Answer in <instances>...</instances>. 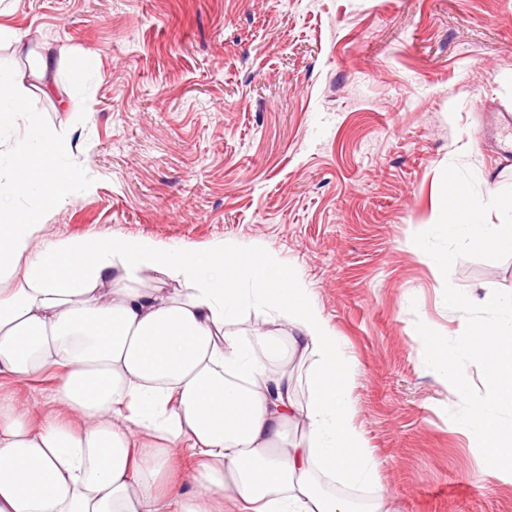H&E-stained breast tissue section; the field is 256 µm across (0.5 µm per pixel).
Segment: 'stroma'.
I'll use <instances>...</instances> for the list:
<instances>
[{
    "label": "stroma",
    "mask_w": 512,
    "mask_h": 512,
    "mask_svg": "<svg viewBox=\"0 0 512 512\" xmlns=\"http://www.w3.org/2000/svg\"><path fill=\"white\" fill-rule=\"evenodd\" d=\"M27 53L44 45L70 109L31 91L30 122L69 137L75 183L40 236L230 243L297 271L354 370V423L393 512H512V479L448 415L415 323L447 337L445 284L512 292V258L458 259L439 278L409 240L434 223L441 174L479 195L512 187V0H20ZM94 67H87V55Z\"/></svg>",
    "instance_id": "stroma-1"
}]
</instances>
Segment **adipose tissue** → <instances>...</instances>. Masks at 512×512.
I'll use <instances>...</instances> for the list:
<instances>
[{
	"label": "adipose tissue",
	"instance_id": "obj_1",
	"mask_svg": "<svg viewBox=\"0 0 512 512\" xmlns=\"http://www.w3.org/2000/svg\"><path fill=\"white\" fill-rule=\"evenodd\" d=\"M69 138L29 127L0 191V376L54 371L55 414L0 394V512H391L354 424L352 363L300 276L233 246L162 248L138 237H38L74 175ZM145 271L179 296L115 287ZM261 310L255 341L238 329ZM318 357L296 400L289 363ZM371 488L362 509L321 477Z\"/></svg>",
	"mask_w": 512,
	"mask_h": 512
}]
</instances>
